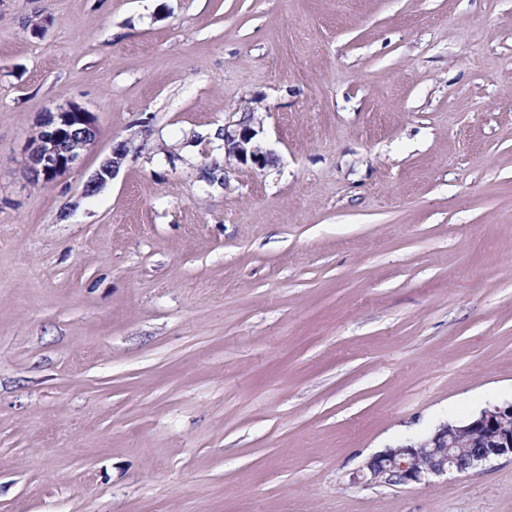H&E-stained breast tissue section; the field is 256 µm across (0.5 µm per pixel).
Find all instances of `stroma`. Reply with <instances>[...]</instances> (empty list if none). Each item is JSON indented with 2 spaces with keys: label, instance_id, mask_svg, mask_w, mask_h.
<instances>
[{
  "label": "stroma",
  "instance_id": "1",
  "mask_svg": "<svg viewBox=\"0 0 512 512\" xmlns=\"http://www.w3.org/2000/svg\"><path fill=\"white\" fill-rule=\"evenodd\" d=\"M503 401L512 0H0V512H512L511 458L350 481ZM97 138L95 118L85 107L67 103L47 112L27 147L28 179L49 183L63 177ZM252 116L245 114L236 124L238 128H224V157L236 160L240 164L250 161L257 167L267 166L272 162L274 154L271 150H263L253 141L256 131L251 126ZM123 156L121 149H115L112 152V158L106 159L84 184V193L89 195L97 191L107 181V178L111 179L119 168Z\"/></svg>",
  "mask_w": 512,
  "mask_h": 512
}]
</instances>
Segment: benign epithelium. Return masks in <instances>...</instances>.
<instances>
[{"instance_id": "obj_1", "label": "benign epithelium", "mask_w": 512, "mask_h": 512, "mask_svg": "<svg viewBox=\"0 0 512 512\" xmlns=\"http://www.w3.org/2000/svg\"><path fill=\"white\" fill-rule=\"evenodd\" d=\"M255 136L249 114L238 121L237 128L224 127V156L240 164L268 165L274 154L255 144ZM97 138L93 113L79 104L68 103L55 112L46 113L27 147L28 179L49 183L63 177L78 164L83 151L95 144ZM122 160L123 152L114 150L112 157L84 184V193L89 195L103 186L116 173ZM511 417L512 401L496 403L458 428L457 433L487 437V443L475 450L457 447L456 433L448 432V424H441L423 438L409 439L374 454L352 473L351 481L428 486L435 477L462 473L495 458H512V430L503 428V421Z\"/></svg>"}]
</instances>
